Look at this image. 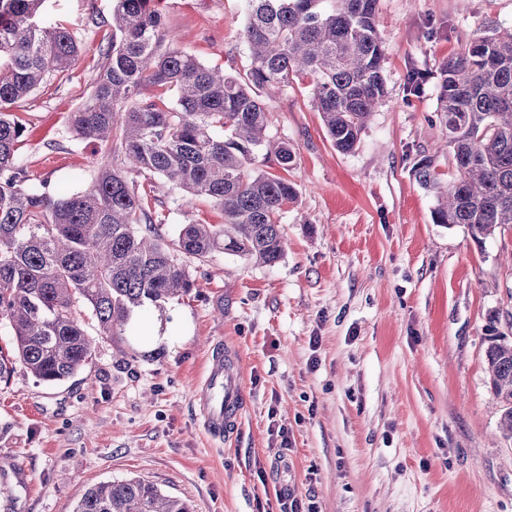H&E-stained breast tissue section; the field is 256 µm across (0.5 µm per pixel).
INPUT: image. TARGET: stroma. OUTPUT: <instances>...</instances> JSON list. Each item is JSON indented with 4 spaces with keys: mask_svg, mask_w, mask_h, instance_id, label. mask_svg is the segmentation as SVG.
I'll return each mask as SVG.
<instances>
[{
    "mask_svg": "<svg viewBox=\"0 0 512 512\" xmlns=\"http://www.w3.org/2000/svg\"><path fill=\"white\" fill-rule=\"evenodd\" d=\"M113 5L44 4L83 51L12 110L26 126L18 158L54 193L86 189L104 152L73 136L69 115L102 68ZM157 7L185 52L246 66L244 0ZM376 23L387 94L353 151L333 147L306 84L269 105L268 136L295 151L278 264L186 259L189 296L135 308L111 339L87 322L95 351L72 378L46 384L19 367L0 381V512H73L87 488L126 477L194 512H281L280 489L314 512H512V441L498 431L484 358L489 316L512 329V229L480 247L435 224V199L413 172L427 158L454 178L438 69L487 26L512 29V0H379ZM134 182L160 200L166 239L190 220L224 221L159 177ZM226 343L241 355L246 410L221 444L204 432L195 393Z\"/></svg>",
    "mask_w": 512,
    "mask_h": 512,
    "instance_id": "1",
    "label": "stroma"
}]
</instances>
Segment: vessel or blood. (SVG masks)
I'll return each instance as SVG.
<instances>
[{"label": "vessel or blood", "instance_id": "vessel-or-blood-1", "mask_svg": "<svg viewBox=\"0 0 512 512\" xmlns=\"http://www.w3.org/2000/svg\"><path fill=\"white\" fill-rule=\"evenodd\" d=\"M198 400L207 434L217 441L232 439L243 412L242 367L236 347L212 356Z\"/></svg>", "mask_w": 512, "mask_h": 512}]
</instances>
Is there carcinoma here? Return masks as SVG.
Instances as JSON below:
<instances>
[{
	"label": "carcinoma",
	"instance_id": "1",
	"mask_svg": "<svg viewBox=\"0 0 512 512\" xmlns=\"http://www.w3.org/2000/svg\"><path fill=\"white\" fill-rule=\"evenodd\" d=\"M112 41L94 90L70 114L76 138L109 143L86 190L55 196L17 164L24 134L12 105L67 72L82 46L45 19V0H0V315L14 354L0 350V380L16 364L46 383L71 378L100 335H123L131 312L162 307L195 287L180 257L215 252L273 266L285 253L281 224L295 187L247 173L260 155L288 168L294 152L267 138L264 99L306 81L332 145L352 151L386 97L378 0H247V69L226 74L175 46L157 0H114ZM170 94L172 101L165 99ZM440 123L456 177L445 182L428 159L415 177L435 194L433 221L462 226L478 244L512 227V32L473 37L440 66ZM157 175L191 200L205 197L222 224L188 222L168 241L165 217L145 205L127 173ZM489 387L512 439V336L487 338ZM74 512H194L192 504L141 477L88 488Z\"/></svg>",
	"mask_w": 512,
	"mask_h": 512
}]
</instances>
